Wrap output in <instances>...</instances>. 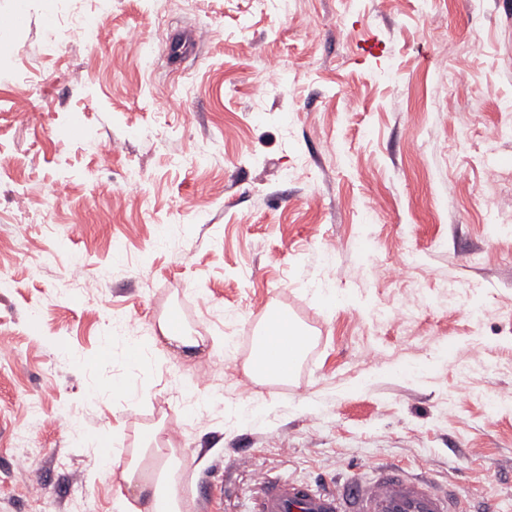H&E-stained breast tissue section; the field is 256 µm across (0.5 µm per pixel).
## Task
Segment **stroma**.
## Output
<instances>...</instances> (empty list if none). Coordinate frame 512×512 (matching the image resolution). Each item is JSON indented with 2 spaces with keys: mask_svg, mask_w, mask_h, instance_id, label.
<instances>
[{
  "mask_svg": "<svg viewBox=\"0 0 512 512\" xmlns=\"http://www.w3.org/2000/svg\"><path fill=\"white\" fill-rule=\"evenodd\" d=\"M288 2L0 0V17L23 14L0 38V333L15 343L0 512H75L77 494L117 512L123 469L155 444L210 493L182 512H251L256 470L333 483L382 464L425 465L470 512H512V406L487 401L512 392V223L496 221L512 211V136L480 134L512 113V0ZM131 26L156 52L199 39L156 68L121 40ZM276 59L285 86L255 98ZM130 176L141 196L121 195ZM449 281L455 298L425 305ZM417 284L405 323H383ZM271 308L314 342L290 381L256 386L246 342ZM170 313L199 346L168 344ZM213 389L210 422L153 440L193 408L187 392ZM32 406L50 426L31 427Z\"/></svg>",
  "mask_w": 512,
  "mask_h": 512,
  "instance_id": "obj_1",
  "label": "stroma"
}]
</instances>
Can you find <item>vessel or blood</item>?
<instances>
[{"mask_svg": "<svg viewBox=\"0 0 512 512\" xmlns=\"http://www.w3.org/2000/svg\"><path fill=\"white\" fill-rule=\"evenodd\" d=\"M372 480L355 477L333 490L266 476L253 512H468L454 494L434 490L425 477L379 466Z\"/></svg>", "mask_w": 512, "mask_h": 512, "instance_id": "obj_1", "label": "vessel or blood"}]
</instances>
